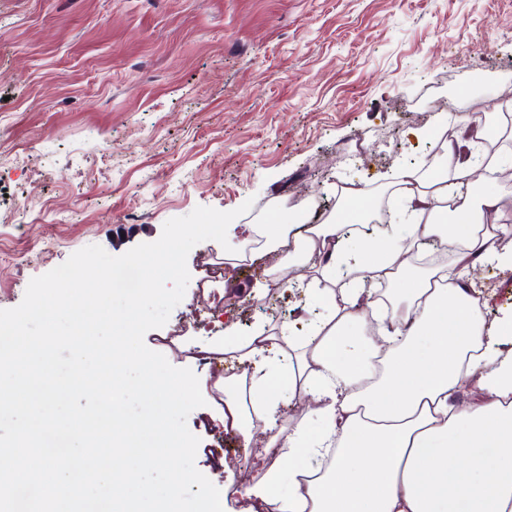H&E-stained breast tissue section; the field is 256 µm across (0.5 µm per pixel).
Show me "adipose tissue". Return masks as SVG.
<instances>
[{"label":"adipose tissue","mask_w":512,"mask_h":512,"mask_svg":"<svg viewBox=\"0 0 512 512\" xmlns=\"http://www.w3.org/2000/svg\"><path fill=\"white\" fill-rule=\"evenodd\" d=\"M429 170L398 167L391 184L417 221L406 236L345 234L367 224L368 189L343 187L316 224H250L224 259L257 249H303L296 288L316 307L303 335L255 325L249 334L186 347L234 358L242 378L224 383V428L251 448L252 420L264 422L275 457L259 481L225 494L243 512H512V313L487 324L475 271L512 270V182L478 191L480 166L453 141ZM455 242L448 263L424 265L433 243ZM386 291H379V284ZM370 315L360 344L349 328ZM475 381L479 398L460 407L456 391ZM308 401L304 419L279 425L284 406Z\"/></svg>","instance_id":"adipose-tissue-1"}]
</instances>
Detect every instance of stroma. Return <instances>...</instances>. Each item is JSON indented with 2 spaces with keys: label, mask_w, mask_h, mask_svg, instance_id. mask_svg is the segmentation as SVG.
Returning a JSON list of instances; mask_svg holds the SVG:
<instances>
[{
  "label": "stroma",
  "mask_w": 512,
  "mask_h": 512,
  "mask_svg": "<svg viewBox=\"0 0 512 512\" xmlns=\"http://www.w3.org/2000/svg\"><path fill=\"white\" fill-rule=\"evenodd\" d=\"M447 98L512 94V0H0V309L89 245L119 256L204 206L282 201L335 209L340 184L384 199L394 165H424L427 111ZM363 142L357 155L355 142ZM282 253L224 268L213 240L189 253L183 300L144 337L176 367L217 380L223 357L193 362L185 337L252 323L298 326V291L245 296ZM484 313L512 310V271L485 270ZM195 465L214 485L260 479L262 436L193 410Z\"/></svg>",
  "instance_id": "obj_1"
}]
</instances>
